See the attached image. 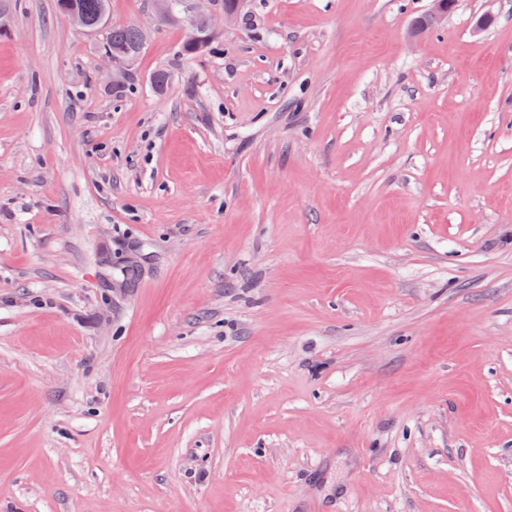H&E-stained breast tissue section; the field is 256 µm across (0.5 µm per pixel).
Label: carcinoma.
<instances>
[{
    "instance_id": "obj_1",
    "label": "carcinoma",
    "mask_w": 512,
    "mask_h": 512,
    "mask_svg": "<svg viewBox=\"0 0 512 512\" xmlns=\"http://www.w3.org/2000/svg\"><path fill=\"white\" fill-rule=\"evenodd\" d=\"M57 8L61 15L68 10L80 12L87 20L89 27L101 31L100 48L115 56L125 57L129 54L139 55L140 36L137 25L127 24L122 27H101L100 19L109 14V0H57Z\"/></svg>"
}]
</instances>
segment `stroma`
<instances>
[{"instance_id":"stroma-1","label":"stroma","mask_w":512,"mask_h":512,"mask_svg":"<svg viewBox=\"0 0 512 512\" xmlns=\"http://www.w3.org/2000/svg\"><path fill=\"white\" fill-rule=\"evenodd\" d=\"M109 3L0 0V512H512V0ZM56 3L59 13L62 16L66 15L70 24L84 32L89 31L87 29L89 24L91 29L102 33L99 36V43L101 51H104L103 59L112 64V74L109 75L107 79L109 85L112 87L119 86L126 76L127 67L133 63V60L120 59L115 56L126 57L129 54H136L139 57L144 50V48H140V42L142 46L146 45L149 37L148 30L142 26H138L140 38L137 25L127 24L122 27L114 28L112 25L120 26L124 24L112 21V25H108L101 31H98L101 27V17L103 15L107 16V14L109 15L108 0H57ZM66 10L72 11L66 14ZM77 11L80 12L87 21ZM212 14L197 11L185 28L183 40L190 44H199L208 33H216Z\"/></svg>"}]
</instances>
